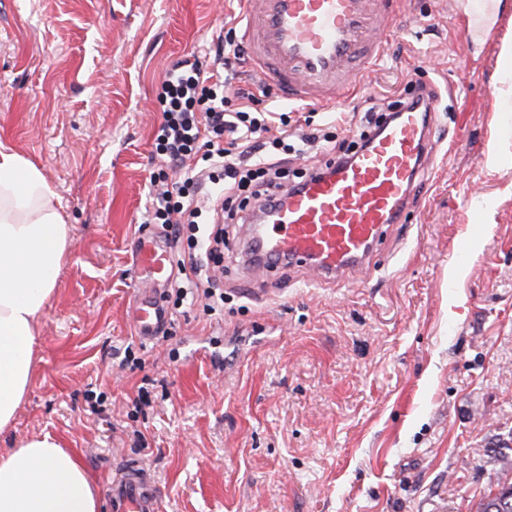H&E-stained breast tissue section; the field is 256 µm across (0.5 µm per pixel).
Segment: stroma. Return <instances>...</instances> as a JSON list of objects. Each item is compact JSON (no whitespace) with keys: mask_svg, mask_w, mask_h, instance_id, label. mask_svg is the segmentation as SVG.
<instances>
[{"mask_svg":"<svg viewBox=\"0 0 512 512\" xmlns=\"http://www.w3.org/2000/svg\"><path fill=\"white\" fill-rule=\"evenodd\" d=\"M491 42L456 29L465 0H401L367 72L397 97L435 86L436 147L371 265L338 283L250 270L229 229L223 310L176 304L133 327L157 100L186 51L214 64L236 0H0V144L35 163L73 226L37 320L30 391L0 454L51 434L97 487L135 460L159 512H477L512 472V0ZM147 403H137L139 390ZM101 396L92 412L88 394Z\"/></svg>","mask_w":512,"mask_h":512,"instance_id":"35a3bbf8","label":"stroma"}]
</instances>
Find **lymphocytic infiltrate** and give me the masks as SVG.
Returning a JSON list of instances; mask_svg holds the SVG:
<instances>
[{"label":"lymphocytic infiltrate","mask_w":512,"mask_h":512,"mask_svg":"<svg viewBox=\"0 0 512 512\" xmlns=\"http://www.w3.org/2000/svg\"><path fill=\"white\" fill-rule=\"evenodd\" d=\"M416 86V81H408L395 99L368 98L353 139L339 141L327 133L289 131L287 113L271 107L258 109L253 92L230 89L226 77L204 68L202 62L177 65L166 76L159 97L163 122L156 149L175 166L201 151L212 166L207 178L185 177L173 189L159 191L152 203V223L161 225L172 241L186 243L173 258L179 271L205 276L206 297L223 303L224 294L207 269L223 259L228 226L240 223V212L248 205L275 209L287 176L301 182L313 172L309 166L288 172V154L300 156L315 147L323 153L327 167L352 159L403 110L426 111ZM274 126L281 131L279 137L258 141L259 132Z\"/></svg>","instance_id":"lymphocytic-infiltrate-1"}]
</instances>
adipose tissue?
I'll return each mask as SVG.
<instances>
[{
    "label": "adipose tissue",
    "instance_id": "ef3b65f1",
    "mask_svg": "<svg viewBox=\"0 0 512 512\" xmlns=\"http://www.w3.org/2000/svg\"><path fill=\"white\" fill-rule=\"evenodd\" d=\"M71 227L41 170L0 144V432L31 383L35 324L67 261ZM75 454L50 435L0 454V512H98Z\"/></svg>",
    "mask_w": 512,
    "mask_h": 512
}]
</instances>
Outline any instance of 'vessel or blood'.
Segmentation results:
<instances>
[{"label":"vessel or blood","instance_id":"vessel-or-blood-1","mask_svg":"<svg viewBox=\"0 0 512 512\" xmlns=\"http://www.w3.org/2000/svg\"><path fill=\"white\" fill-rule=\"evenodd\" d=\"M252 70L284 100L330 106L349 97L378 60L396 26L393 0H240ZM433 145L421 113L398 120L351 161L309 177L279 208L248 213L247 231L267 261L307 268L324 281L362 268L391 225L399 223ZM134 323L145 340L168 319L156 296L170 283V247L157 235L135 242ZM109 512H158L159 491L148 470L129 461L112 470Z\"/></svg>","mask_w":512,"mask_h":512}]
</instances>
